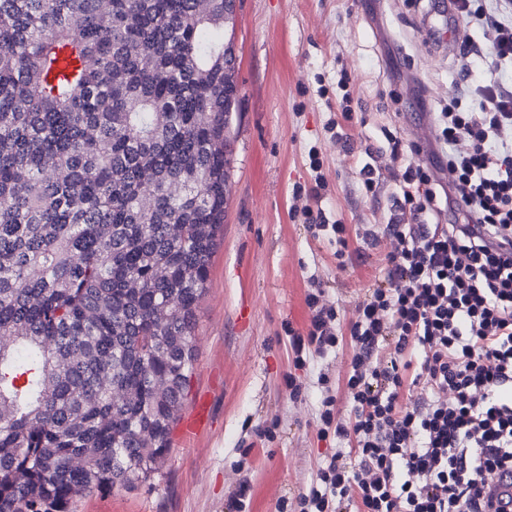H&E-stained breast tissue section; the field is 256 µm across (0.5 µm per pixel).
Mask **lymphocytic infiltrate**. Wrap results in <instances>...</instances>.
I'll list each match as a JSON object with an SVG mask.
<instances>
[{
    "label": "lymphocytic infiltrate",
    "instance_id": "obj_1",
    "mask_svg": "<svg viewBox=\"0 0 512 512\" xmlns=\"http://www.w3.org/2000/svg\"><path fill=\"white\" fill-rule=\"evenodd\" d=\"M482 41L460 44L463 82L436 116L434 148L388 136L402 215L380 225L382 275L349 323L319 282L306 332L288 330L296 366L351 339L318 437L338 448L278 512H488L492 483L512 476V0H455ZM489 78L470 77L472 63Z\"/></svg>",
    "mask_w": 512,
    "mask_h": 512
}]
</instances>
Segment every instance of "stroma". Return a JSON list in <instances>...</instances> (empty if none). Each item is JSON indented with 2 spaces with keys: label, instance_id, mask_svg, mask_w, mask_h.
Instances as JSON below:
<instances>
[{
  "label": "stroma",
  "instance_id": "35a3bbf8",
  "mask_svg": "<svg viewBox=\"0 0 512 512\" xmlns=\"http://www.w3.org/2000/svg\"><path fill=\"white\" fill-rule=\"evenodd\" d=\"M447 19L443 0H236L234 24L225 30L239 87L226 211L198 305L194 370L176 415L189 417L204 396L209 422L187 439L172 430L170 452L146 482L84 492L72 512H231L244 480L251 487L244 512H275L280 500L310 485L331 453L317 438L318 376L343 378L353 346L298 369L283 326L307 328L311 281L347 315L377 282L386 242L368 227L398 213L383 130L397 128L424 147L432 142L435 114L447 106L459 70L442 28ZM390 52L403 74L425 85L426 108L395 115ZM332 119L346 144L331 139ZM312 148L326 187L310 205L347 225L342 265L335 239L312 236L292 213L294 187L312 184ZM365 166L381 175L373 196L362 188ZM290 374L303 387L296 399L285 381Z\"/></svg>",
  "mask_w": 512,
  "mask_h": 512
}]
</instances>
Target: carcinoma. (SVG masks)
<instances>
[{"instance_id": "carcinoma-1", "label": "carcinoma", "mask_w": 512, "mask_h": 512, "mask_svg": "<svg viewBox=\"0 0 512 512\" xmlns=\"http://www.w3.org/2000/svg\"><path fill=\"white\" fill-rule=\"evenodd\" d=\"M225 45L224 0H0V512H68L171 448L224 223Z\"/></svg>"}]
</instances>
